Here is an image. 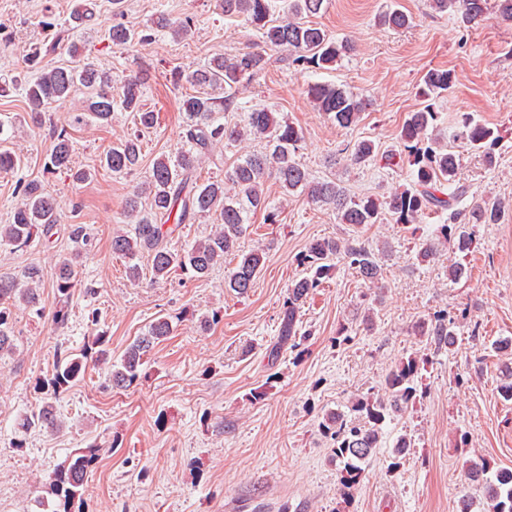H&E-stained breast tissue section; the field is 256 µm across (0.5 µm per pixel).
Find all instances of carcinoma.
I'll use <instances>...</instances> for the list:
<instances>
[{"instance_id": "carcinoma-1", "label": "carcinoma", "mask_w": 512, "mask_h": 512, "mask_svg": "<svg viewBox=\"0 0 512 512\" xmlns=\"http://www.w3.org/2000/svg\"><path fill=\"white\" fill-rule=\"evenodd\" d=\"M323 2L288 0L289 17L278 23L271 19L270 0H217V7L224 16L241 18L263 32L270 45L288 49L292 64L327 69L354 50V46L347 40L331 38L309 21L321 11ZM94 7V0H76L70 13L71 30L83 28L94 15ZM430 7L437 12L454 14L460 23L469 26L480 20L491 6L489 0H430ZM491 8L502 23L512 25V0H494ZM381 22L389 27L402 28L410 23V17L395 9L385 12ZM42 25L52 33L34 44L25 59L26 67L33 73L23 88L30 112L38 115L47 105L70 98L74 88L80 85L89 90V96L73 113L71 123L81 125L88 117L99 124L111 123L112 76L87 57L75 65L44 66L45 57L65 49L66 30L55 28V24L47 20L42 21ZM188 25L189 20L176 22L162 12L152 19L150 28L166 31L177 38ZM109 37L116 47H123L138 38L121 24L112 26ZM138 39L145 41L149 36L143 35ZM266 65L267 59L262 52L243 50L230 57H214L186 77L190 84L219 87L227 95L222 98L193 95L183 99L186 121L181 136L182 146L175 160L161 157L154 161L144 187L150 202L149 212L140 211V192H134L127 199L126 216L135 220L134 231L113 236L112 253L133 261L128 267L129 277L134 281L141 278L142 269L134 259L144 255L150 262L152 279L158 281L168 278L177 269L192 278L206 277L214 265L232 254L236 263L224 280V288L238 295L248 294L264 267L265 252L259 248L242 249L240 239L245 233L244 224L249 214L268 207L264 184L272 171L285 192L301 190L307 193L314 204L334 210L342 224H377L384 210L396 215L401 224H414L423 216L449 212V223L440 225L434 237L419 243L415 259L419 263L428 262L437 255L439 247L444 246L448 248V278H462L466 271L464 261L473 243L472 233L466 224H496L507 204L501 199L484 200L468 210L467 223H456L459 212L455 207L467 196L468 189L454 184L457 155L434 134L439 120L436 99L455 85V74L448 69H430L425 73L419 91L423 106L408 113L404 120L399 133V153L385 155V160L390 163L396 159L408 163L412 184L381 201L372 196H352L345 186L334 181H312L308 170L297 159L299 144L303 140L302 129L277 119L275 113L267 109L258 108L250 112L243 130L219 121L216 114L231 108L232 91L236 86L244 79L250 80L259 75ZM308 94L317 111L340 128L356 124L368 105L366 99L338 85L314 83ZM119 98L125 111L135 113L142 129L154 127L157 117L155 112L143 109L139 81H124ZM245 132L264 139L265 148L236 160L224 172V180L197 182L196 169L201 156L218 144L239 140ZM456 137L466 145L482 150L487 163L494 162V147L501 139L499 131L464 113L457 121ZM73 151V142L63 128L56 136L44 167L51 171L69 172L75 182L88 180L90 172L72 170ZM377 155L378 145L372 140H362L354 145L350 166H364L374 161ZM102 162L116 175H128L137 170L141 164L140 135L130 134L109 148ZM18 189L21 203L11 212L9 223L0 224V242L15 249H24L37 236L50 238L56 224L60 223L61 214L58 202L37 181L25 182ZM209 215L215 217L218 226L212 234L179 250L169 246V238L181 225ZM167 223L171 227L166 229L164 225ZM338 255L362 276L369 287H382L381 257L370 245L333 239L310 243L299 259V264L306 267V275L293 280L288 287L280 342L296 337V321L301 307L310 294L331 278L336 268L332 259ZM42 282L43 272L36 264L25 268L18 277L0 278V354L14 349L13 309L23 306L41 313ZM77 286L73 260H60L52 282L58 298L53 315L56 325L62 326L68 321L69 298ZM171 332L172 324L168 318L154 320L147 332L135 338L116 361L109 359L103 332L93 336L77 354H57L51 377L35 384V390L40 394L39 403L19 417L17 429L22 433L37 428L60 431L63 422L56 400L74 383L83 380L92 365L108 364L112 387L127 389L140 378L149 353ZM415 333L438 347L451 348L457 339L455 321L444 315L430 322H420ZM424 364L425 360L410 355L392 366L384 380V397L363 395L352 403L351 411L357 414L356 420L349 423L338 413L324 417L320 427L333 441L332 458L340 466L341 489H350L359 482L365 465L378 447L380 429L386 420L416 402ZM99 456L100 448L91 445L87 450L71 455L48 474L49 485L58 498L53 512H70L71 505L81 495L87 473ZM466 475L471 483L483 489L485 506L479 512H512V468H495L486 461L480 464L468 462Z\"/></svg>"}]
</instances>
